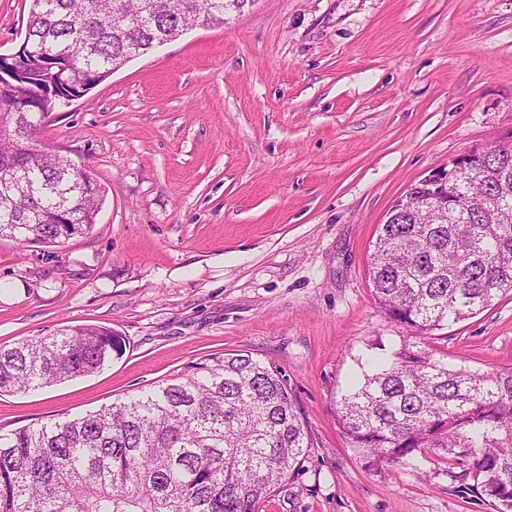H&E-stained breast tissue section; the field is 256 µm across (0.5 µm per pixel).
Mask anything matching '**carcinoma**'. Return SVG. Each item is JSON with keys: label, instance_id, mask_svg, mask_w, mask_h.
<instances>
[{"label": "carcinoma", "instance_id": "obj_1", "mask_svg": "<svg viewBox=\"0 0 512 512\" xmlns=\"http://www.w3.org/2000/svg\"><path fill=\"white\" fill-rule=\"evenodd\" d=\"M248 0H30L29 60L0 86V239L56 246L93 224L104 190L81 183L68 158L27 146L55 100L57 60L69 62L62 95L90 90L161 41L193 25L222 27ZM497 193L505 217L477 207L423 224L388 214L369 265L379 307L412 335L335 402L366 464H408L427 449L460 468L461 491L512 512V371L450 369L420 341L491 307L512 291V147L448 188L461 199ZM74 213L76 224L56 214ZM98 325L0 347V394L93 374L121 354ZM314 447L286 371L249 355L221 354L83 416L0 429V512H258ZM473 483H467L468 479Z\"/></svg>", "mask_w": 512, "mask_h": 512}]
</instances>
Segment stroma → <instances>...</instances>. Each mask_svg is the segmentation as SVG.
I'll return each instance as SVG.
<instances>
[{
	"mask_svg": "<svg viewBox=\"0 0 512 512\" xmlns=\"http://www.w3.org/2000/svg\"><path fill=\"white\" fill-rule=\"evenodd\" d=\"M26 0H0V54ZM40 141L105 188L57 247L0 240V347L66 325L125 341L94 374L0 396V426L74 416L215 354L282 366L316 445L261 512H498L446 456L368 468L332 404L407 327L368 279L385 215L474 146L512 143V0H253L134 57ZM435 359L512 370V292L426 337Z\"/></svg>",
	"mask_w": 512,
	"mask_h": 512,
	"instance_id": "obj_1",
	"label": "stroma"
}]
</instances>
